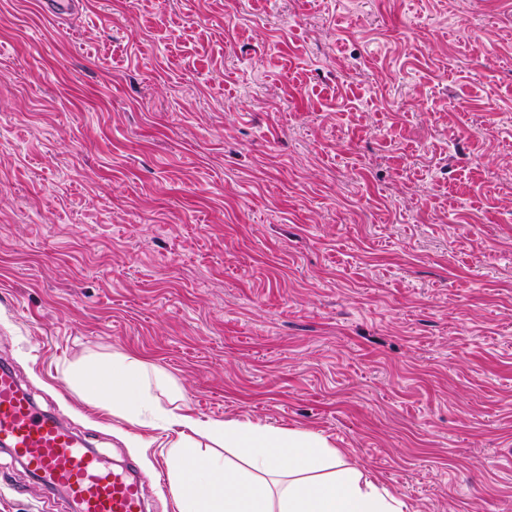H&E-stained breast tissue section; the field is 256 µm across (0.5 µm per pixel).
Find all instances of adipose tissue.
I'll return each mask as SVG.
<instances>
[{
    "label": "adipose tissue",
    "instance_id": "adipose-tissue-1",
    "mask_svg": "<svg viewBox=\"0 0 512 512\" xmlns=\"http://www.w3.org/2000/svg\"><path fill=\"white\" fill-rule=\"evenodd\" d=\"M71 380L83 400L133 426L158 422L175 431L167 461L178 512H405L401 498L347 462L322 434L198 419L142 359L89 360ZM204 438L220 451L202 450Z\"/></svg>",
    "mask_w": 512,
    "mask_h": 512
}]
</instances>
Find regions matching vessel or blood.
Segmentation results:
<instances>
[{"mask_svg":"<svg viewBox=\"0 0 512 512\" xmlns=\"http://www.w3.org/2000/svg\"><path fill=\"white\" fill-rule=\"evenodd\" d=\"M0 443L76 512H143L139 482L101 457L41 409L14 373L0 368Z\"/></svg>","mask_w":512,"mask_h":512,"instance_id":"b4317fda","label":"vessel or blood"}]
</instances>
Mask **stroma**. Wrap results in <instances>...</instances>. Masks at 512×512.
<instances>
[{"label": "stroma", "instance_id": "stroma-1", "mask_svg": "<svg viewBox=\"0 0 512 512\" xmlns=\"http://www.w3.org/2000/svg\"><path fill=\"white\" fill-rule=\"evenodd\" d=\"M147 361L406 512H512V0H0V362L176 512ZM0 512H73L0 450Z\"/></svg>", "mask_w": 512, "mask_h": 512}]
</instances>
